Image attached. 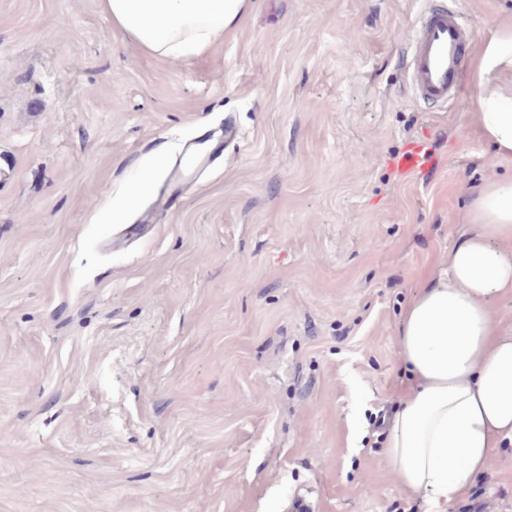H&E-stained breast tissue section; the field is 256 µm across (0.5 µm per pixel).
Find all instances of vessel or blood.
Instances as JSON below:
<instances>
[{"label":"vessel or blood","instance_id":"vessel-or-blood-1","mask_svg":"<svg viewBox=\"0 0 512 512\" xmlns=\"http://www.w3.org/2000/svg\"><path fill=\"white\" fill-rule=\"evenodd\" d=\"M470 48V34L458 11L429 4L410 42V75L422 100L445 104L456 90V76ZM428 160L425 141L413 140L393 164L403 172L423 167Z\"/></svg>","mask_w":512,"mask_h":512}]
</instances>
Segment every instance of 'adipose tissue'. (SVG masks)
I'll use <instances>...</instances> for the list:
<instances>
[{
    "mask_svg": "<svg viewBox=\"0 0 512 512\" xmlns=\"http://www.w3.org/2000/svg\"><path fill=\"white\" fill-rule=\"evenodd\" d=\"M250 0H100L113 26L164 60L200 56L247 12ZM512 22L489 29L469 66L478 131L498 155L512 157ZM469 233L448 264L407 305L400 356L411 373L394 414L385 460L401 488L426 512H448L495 453L512 445V330L495 318L512 296V175L483 184L467 210Z\"/></svg>",
    "mask_w": 512,
    "mask_h": 512,
    "instance_id": "obj_1",
    "label": "adipose tissue"
}]
</instances>
